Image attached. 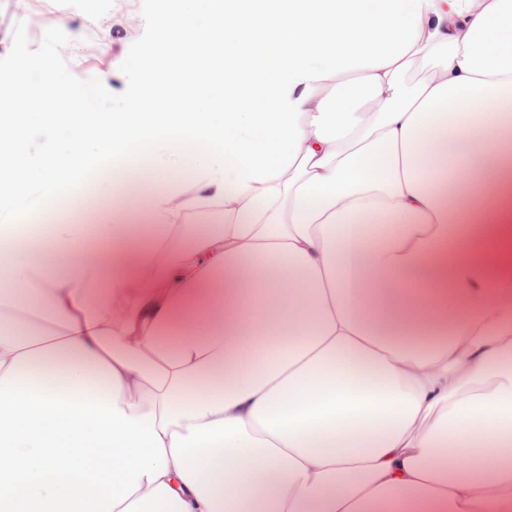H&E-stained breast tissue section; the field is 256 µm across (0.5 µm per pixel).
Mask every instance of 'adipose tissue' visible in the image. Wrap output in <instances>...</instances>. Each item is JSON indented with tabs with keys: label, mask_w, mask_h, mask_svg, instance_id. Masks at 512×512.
I'll return each mask as SVG.
<instances>
[{
	"label": "adipose tissue",
	"mask_w": 512,
	"mask_h": 512,
	"mask_svg": "<svg viewBox=\"0 0 512 512\" xmlns=\"http://www.w3.org/2000/svg\"><path fill=\"white\" fill-rule=\"evenodd\" d=\"M182 2L0 94V512H512V0Z\"/></svg>",
	"instance_id": "1"
}]
</instances>
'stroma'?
I'll return each instance as SVG.
<instances>
[{
	"label": "stroma",
	"mask_w": 512,
	"mask_h": 512,
	"mask_svg": "<svg viewBox=\"0 0 512 512\" xmlns=\"http://www.w3.org/2000/svg\"><path fill=\"white\" fill-rule=\"evenodd\" d=\"M59 19L52 47H45L43 28L33 25L37 14ZM111 28L110 52H102L96 35V20ZM83 27L74 39L75 27ZM168 45L163 35L151 32L138 0H0V70L24 77L45 60L75 81H93L100 71L135 53L161 66Z\"/></svg>",
	"instance_id": "1"
}]
</instances>
